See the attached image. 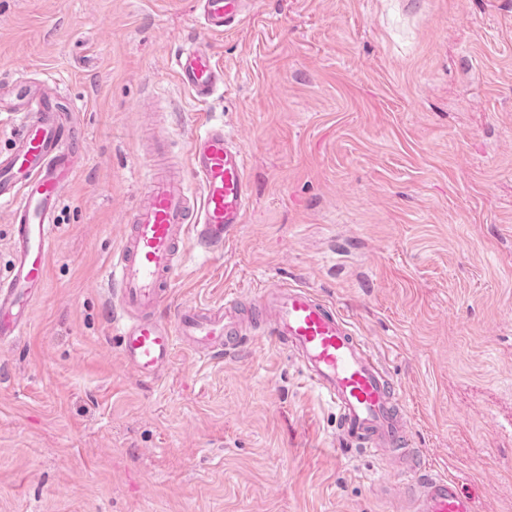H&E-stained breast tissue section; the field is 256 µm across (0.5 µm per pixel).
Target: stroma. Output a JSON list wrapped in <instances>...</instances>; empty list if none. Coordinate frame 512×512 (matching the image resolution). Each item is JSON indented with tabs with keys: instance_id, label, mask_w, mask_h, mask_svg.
I'll use <instances>...</instances> for the list:
<instances>
[{
	"instance_id": "obj_1",
	"label": "stroma",
	"mask_w": 512,
	"mask_h": 512,
	"mask_svg": "<svg viewBox=\"0 0 512 512\" xmlns=\"http://www.w3.org/2000/svg\"><path fill=\"white\" fill-rule=\"evenodd\" d=\"M189 35L224 68L205 102L171 66ZM21 74L75 102L88 152L0 347V512H409L408 473L340 445L284 348L181 347L153 385L123 363L105 273L140 130L160 115L181 158L204 112L253 204L223 252L186 248L171 307L314 290L401 383L421 465L512 512V0H254L221 35L195 0H0V76Z\"/></svg>"
}]
</instances>
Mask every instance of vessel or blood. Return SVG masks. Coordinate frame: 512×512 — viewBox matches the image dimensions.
<instances>
[{"label": "vessel or blood", "mask_w": 512, "mask_h": 512, "mask_svg": "<svg viewBox=\"0 0 512 512\" xmlns=\"http://www.w3.org/2000/svg\"><path fill=\"white\" fill-rule=\"evenodd\" d=\"M250 0H198L206 31L222 34L240 24ZM180 84L204 101L224 83L210 44L188 40L173 56ZM0 112L17 120L7 151H0V204L9 206L13 261L0 278V345L22 336L25 306L44 287L55 244L56 211L87 151L76 106L23 78L0 81ZM146 180L112 257L106 282L112 295V331L125 365L154 381L171 367L178 347L211 360L245 341L241 303L234 291L210 304H182L175 319L162 311L188 245L223 250L252 205L248 160L223 125L208 124L182 165L166 139L143 160ZM198 188L190 190L186 178ZM255 335L289 350L305 379L339 415L338 433L361 448L409 453L402 389L385 371L370 341L313 290L280 285L253 296ZM412 512H474L473 501L448 477L412 478L402 487Z\"/></svg>", "instance_id": "1"}]
</instances>
